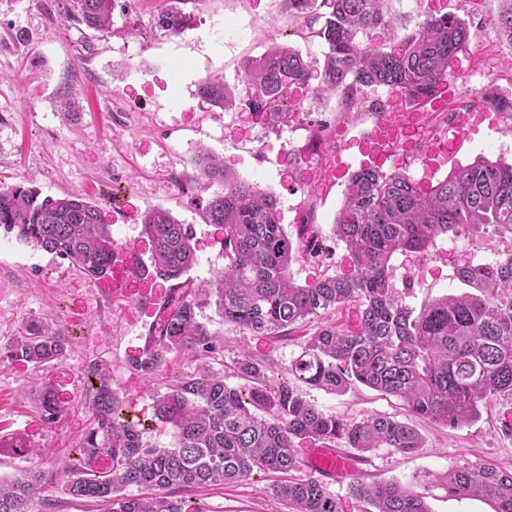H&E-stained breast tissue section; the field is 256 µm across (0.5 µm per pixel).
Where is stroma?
Returning <instances> with one entry per match:
<instances>
[{"label": "stroma", "mask_w": 512, "mask_h": 512, "mask_svg": "<svg viewBox=\"0 0 512 512\" xmlns=\"http://www.w3.org/2000/svg\"><path fill=\"white\" fill-rule=\"evenodd\" d=\"M166 5L167 0H115L112 25L100 32L67 22L56 0H0V184L30 181L55 198H86L111 219L113 239L144 250L149 247L141 235L144 214L156 207L168 210L193 235L195 261L188 277L203 289L224 265L221 235L201 220L211 193L201 188L190 162L195 150L207 148L223 158L226 169L274 193L288 234L315 244L316 256L290 267L297 285L354 274L355 263L333 224L347 178L328 179L324 173L336 153L350 170L360 168L361 133L400 102V93L366 87L350 103L337 93L320 99L305 88L295 94L299 120L280 126L245 110L210 106L197 94L205 76L234 85L245 64L271 46H291L317 60L322 44L302 30L286 0H190L186 9L194 20L178 35L156 23ZM501 8V0H387L386 16L399 32L447 12L470 28L469 45L453 62L467 70L469 84L450 96L446 107L427 108L416 141L423 150L435 147L436 133L460 127L480 93L512 101V43L491 22ZM65 86L82 99L69 113L61 110L59 91ZM464 138L456 164L479 156L512 161V123L493 128L482 123ZM116 189L125 193L131 210L130 217L117 221L110 205ZM511 248L491 235L479 242L468 235H441L424 255L393 258L392 285L417 310L464 292L456 277L459 266L491 262ZM198 319L216 335L214 353L204 360L173 356L163 371L146 377L130 358L144 344L147 315L127 302L105 299L96 280L0 230V348L34 322L58 329L67 340L63 358L40 366L0 359V437H22L49 451L38 458L2 449L0 474L48 472L78 460V442L90 420L86 406L98 385L91 365L108 369L122 400L121 417L138 424L150 444L165 448L172 431L156 418V394L205 365L223 372L228 386L244 388L234 364L247 352L263 363L271 384L296 387L324 413L348 421L375 414L413 421L424 440L414 454L391 448L354 452L357 473L365 480L410 486L425 494L431 512H493L491 500L449 496L427 478L466 463L511 473L512 400L489 399L476 422L452 428L411 420L400 400L360 384L331 394L296 383L288 372L291 360L323 326L357 328L360 309L353 304L277 337L252 336L225 324L211 302L202 305ZM46 386L57 391L63 406L54 423L45 420L39 404ZM270 484L258 472L224 489L187 492L184 499L192 510L202 506L206 512H286Z\"/></svg>", "instance_id": "35a3bbf8"}]
</instances>
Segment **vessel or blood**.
<instances>
[{
	"instance_id": "vessel-or-blood-1",
	"label": "vessel or blood",
	"mask_w": 512,
	"mask_h": 512,
	"mask_svg": "<svg viewBox=\"0 0 512 512\" xmlns=\"http://www.w3.org/2000/svg\"><path fill=\"white\" fill-rule=\"evenodd\" d=\"M413 112L401 108L389 113L387 119L370 130L364 143L369 154L379 159H401L398 143L402 131L411 120ZM146 261L142 251L135 245L125 243L114 245L112 265L102 288L104 294L115 301H128L147 313L154 320H161L170 303L167 291H143L137 283L145 279ZM307 466L325 477L342 480L356 469L354 460L341 456L336 449L322 445L307 449L305 454Z\"/></svg>"
}]
</instances>
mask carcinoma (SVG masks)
<instances>
[{
  "label": "carcinoma",
  "mask_w": 512,
  "mask_h": 512,
  "mask_svg": "<svg viewBox=\"0 0 512 512\" xmlns=\"http://www.w3.org/2000/svg\"><path fill=\"white\" fill-rule=\"evenodd\" d=\"M65 19L104 31L112 24L115 0H61ZM189 0H170L158 26L179 34L192 16ZM385 0H288L301 26L325 46L316 66L287 46H275L249 62L240 93L219 79L205 78L198 94L227 110L240 102L274 124L298 117L292 90L318 80L320 96L342 92L347 100L363 87L397 88L412 105L434 97L448 84V69L469 43L467 23L454 13L429 16L418 29L399 34L385 17ZM493 18L512 41V0ZM388 32L389 45L364 44L360 35ZM192 164L221 190L213 193L203 223L222 231L224 259L216 273V306L224 322L253 335H278L290 326L338 305L357 302L361 326L355 333L320 329L291 362L288 371L307 386L341 394L355 382L400 398L416 418L450 427L467 425L491 397L512 399V250L493 262L468 263L457 279L471 291L433 301L416 311L390 284L397 252L424 253L441 234H492L512 244V163L478 157L450 171L430 191L418 190L400 171L375 167L352 174L334 218L336 235L357 267L350 278L325 276L299 286L292 263L307 252L280 224L277 197L224 170V160L198 150ZM143 230L152 246V275L184 289L170 312L146 336L134 369L152 375L173 352L194 357L213 352L214 333L197 320L198 294L179 282L194 263L185 225L161 208L148 210ZM69 261L94 279L112 264V234L100 209L81 198L42 195L33 186L0 187V230ZM64 338L30 324L7 348L10 357L35 366L63 357ZM239 375L251 383L248 395L224 383V374L205 370L185 377L156 398L157 419L172 430L167 448H155L137 425L119 416L121 399L104 373L90 403L92 422L80 442L82 462L70 463L51 478L25 471L0 477V512H33L34 500L49 482L66 495L102 502L105 512H185L176 493L233 485L255 472L285 473L299 464L295 441L315 438L362 452L393 448L402 455L422 447L416 428L396 419L370 415L347 423L327 415L287 386L274 387L263 366L244 354ZM47 421L61 416L57 393H39ZM19 455H42L21 440L0 441ZM100 456L109 468L89 475ZM451 496L488 497L495 512H512V473L481 464H464L432 477ZM289 512H339L336 497L317 479L271 487ZM349 493L373 512H431L424 496L396 481L357 478Z\"/></svg>",
  "instance_id": "obj_1"
}]
</instances>
